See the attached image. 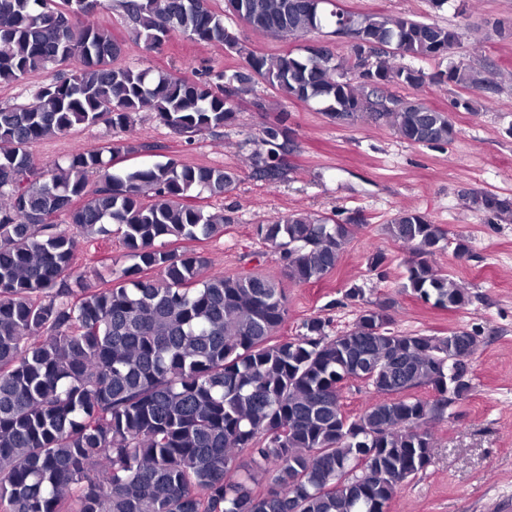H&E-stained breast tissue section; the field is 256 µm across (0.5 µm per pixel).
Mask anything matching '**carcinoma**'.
<instances>
[{
    "instance_id": "carcinoma-1",
    "label": "carcinoma",
    "mask_w": 512,
    "mask_h": 512,
    "mask_svg": "<svg viewBox=\"0 0 512 512\" xmlns=\"http://www.w3.org/2000/svg\"><path fill=\"white\" fill-rule=\"evenodd\" d=\"M331 4L225 0V13L288 39L348 17L371 44L372 70L357 54L348 65L328 47L307 46L303 55L250 52L248 72L194 82L120 60L174 35L243 52L209 0H121L134 24L128 44L83 22L105 0H0V84L52 72L27 101L0 107V512H388L430 465V423L444 418L448 398L472 392L475 331L395 332L389 302L353 287L346 296L359 310L348 329L331 337L314 317L303 336L277 340L288 317L283 282L330 275L359 221L292 212L259 224L283 280H201L203 255L157 242L224 232V211L189 199L224 196L235 174L176 159L121 165L137 151L120 136L134 113L149 107L190 140L234 125L238 102L259 83L318 104L333 121L367 117L409 144L452 143L449 113L383 88L432 81L481 90L482 73L461 62L433 76L401 62L444 61L458 33ZM101 120L115 132L106 151L77 150L35 172L32 144ZM290 147L283 112L263 130L250 167L275 180ZM466 201L512 216L509 197L473 192ZM384 231L409 253L403 291L439 308L469 304L468 290L430 262L446 241L439 225L404 209ZM112 234L137 263L92 288L75 264L77 240ZM358 379L372 398L351 417L341 394ZM422 387L434 398L412 394Z\"/></svg>"
}]
</instances>
